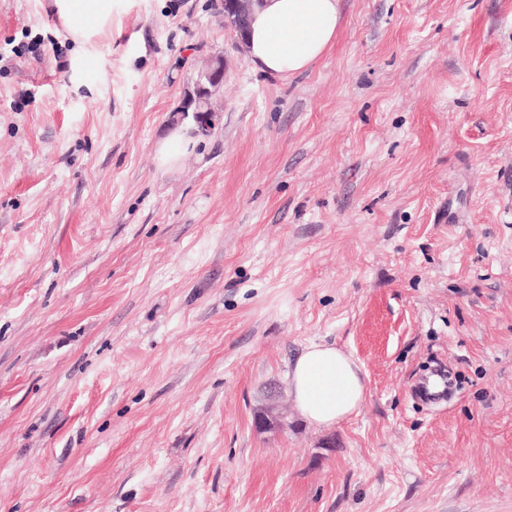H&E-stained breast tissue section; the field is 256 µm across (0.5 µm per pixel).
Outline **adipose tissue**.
<instances>
[{
	"label": "adipose tissue",
	"mask_w": 512,
	"mask_h": 512,
	"mask_svg": "<svg viewBox=\"0 0 512 512\" xmlns=\"http://www.w3.org/2000/svg\"><path fill=\"white\" fill-rule=\"evenodd\" d=\"M115 0H51L52 13L73 49L69 68L76 87L96 54L100 37L112 28ZM341 22L340 0H260L247 23L249 60L272 76L308 70L334 45ZM198 143L188 126H172L156 146L158 168H176ZM290 392L302 418L328 429L355 415L366 396V381L356 360L341 349L309 345L288 370Z\"/></svg>",
	"instance_id": "1"
}]
</instances>
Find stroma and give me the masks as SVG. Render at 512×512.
<instances>
[{"mask_svg":"<svg viewBox=\"0 0 512 512\" xmlns=\"http://www.w3.org/2000/svg\"><path fill=\"white\" fill-rule=\"evenodd\" d=\"M341 13L281 78L215 0H118L85 95L49 0H0V512H512V0ZM321 342L367 385L330 429L287 389ZM225 73L226 69L224 68V59L220 56L216 59L214 65L201 74V76L206 78L209 86L198 81L194 92L187 97L184 105L182 106L181 112H188L193 105H196L195 113L198 114V116L195 120L196 124H198V128L200 129L199 131L203 134H206L209 131L210 125L207 120L209 119V115L214 112L210 107V100L214 96L210 86L214 88L222 86L224 84ZM198 138L190 134L188 126L183 124L172 126L162 140L157 143L155 162L160 169L176 168L183 157L193 150ZM414 391L416 396L427 404L444 402L451 393L448 375L440 370H435L428 378L416 382Z\"/></svg>","mask_w":512,"mask_h":512,"instance_id":"stroma-1","label":"stroma"}]
</instances>
